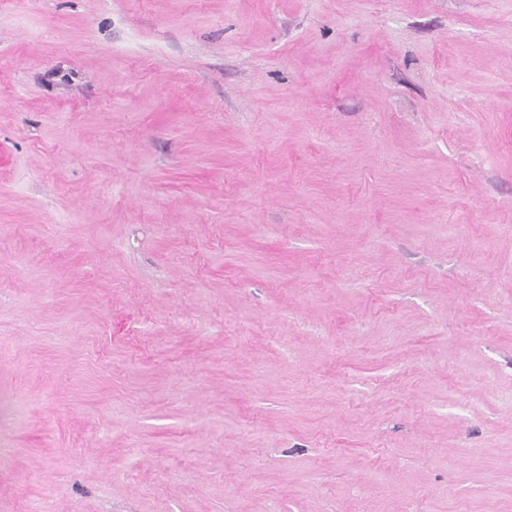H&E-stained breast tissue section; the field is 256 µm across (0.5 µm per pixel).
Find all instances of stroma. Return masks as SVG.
I'll use <instances>...</instances> for the list:
<instances>
[{"mask_svg": "<svg viewBox=\"0 0 512 512\" xmlns=\"http://www.w3.org/2000/svg\"><path fill=\"white\" fill-rule=\"evenodd\" d=\"M0 512H512V0H0Z\"/></svg>", "mask_w": 512, "mask_h": 512, "instance_id": "1", "label": "stroma"}]
</instances>
